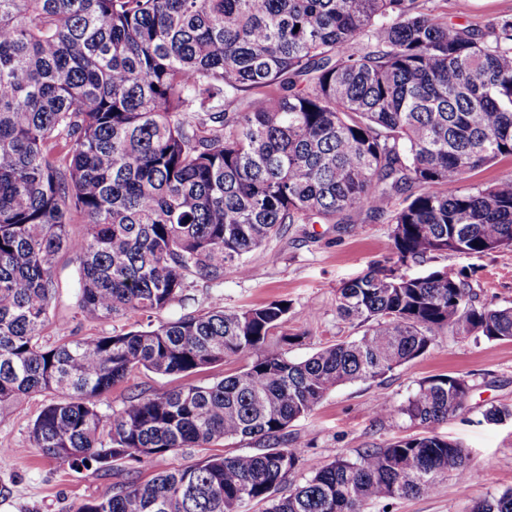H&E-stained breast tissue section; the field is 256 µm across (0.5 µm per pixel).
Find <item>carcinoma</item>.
<instances>
[{
	"label": "carcinoma",
	"instance_id": "carcinoma-1",
	"mask_svg": "<svg viewBox=\"0 0 512 512\" xmlns=\"http://www.w3.org/2000/svg\"><path fill=\"white\" fill-rule=\"evenodd\" d=\"M425 2L0 0V414L60 395L29 440L75 471L265 443L118 482L74 512H372L479 479L468 451L432 431L469 411L468 377L442 374L400 408L422 432L315 464L279 493L301 461L284 431L336 387L382 378L445 329L512 341V304L480 303L468 274L400 272L435 253L512 251V180L465 184L512 157V16L478 28ZM362 211L393 225L392 256L336 292L337 314L364 331L303 361L268 349L302 337L280 300L43 342L61 252L78 265L84 320L150 319L195 279L247 274L248 255L290 225ZM229 357L248 363L97 408L141 370L190 375ZM483 417L512 421V406ZM470 512H512V490Z\"/></svg>",
	"mask_w": 512,
	"mask_h": 512
}]
</instances>
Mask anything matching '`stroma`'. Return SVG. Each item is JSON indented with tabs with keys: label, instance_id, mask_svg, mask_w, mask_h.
Instances as JSON below:
<instances>
[{
	"label": "stroma",
	"instance_id": "35a3bbf8",
	"mask_svg": "<svg viewBox=\"0 0 512 512\" xmlns=\"http://www.w3.org/2000/svg\"><path fill=\"white\" fill-rule=\"evenodd\" d=\"M428 6L449 21L475 27L512 15V0H470L464 12L459 9V0H429ZM391 234V225L371 221L363 214L354 215L349 224L291 225L283 237L271 239L249 255L248 275H239L229 268L220 285L195 283L189 290V300L164 313L163 318L169 321L214 307L237 309L285 299L290 304L288 328L303 333L304 338L294 346L274 339L269 348L290 360H305L323 346L361 334L358 323L337 315L336 291L364 273L371 262L390 256ZM426 266L467 270L482 303H512V251L483 256L437 253L431 255L425 266L412 264L404 272L413 276ZM56 272L61 288L53 311L54 321L43 331L47 344L57 342L56 325L60 322L68 323L76 338L135 327L132 318L107 323H88L76 318L77 270L69 255L58 256ZM312 304L318 308L313 315L308 312ZM454 373L467 375L470 380L472 410L435 425L434 430L467 448L481 479L466 491L454 481H444L435 494L393 501L389 512H469L473 500L512 489V422L494 425L482 417L483 410L491 405L512 404V342H490L481 337L460 339L447 333L438 336L424 355L382 379L337 387L312 414L289 424L287 435L300 443L303 462L285 478V487L303 483L312 464L328 463L341 455H354L360 448L416 434L417 425L400 413V406L406 404L424 379ZM381 394L395 407L392 415L383 418L373 411L374 401ZM50 400L47 394L26 397L0 420V512H72L76 504L99 496L119 481L146 480L174 465L199 463L213 453L232 456L260 450L258 440L233 438L219 441L209 449L188 448L174 456L140 464L125 463L117 472H76L42 457L29 441L31 423Z\"/></svg>",
	"mask_w": 512,
	"mask_h": 512
}]
</instances>
